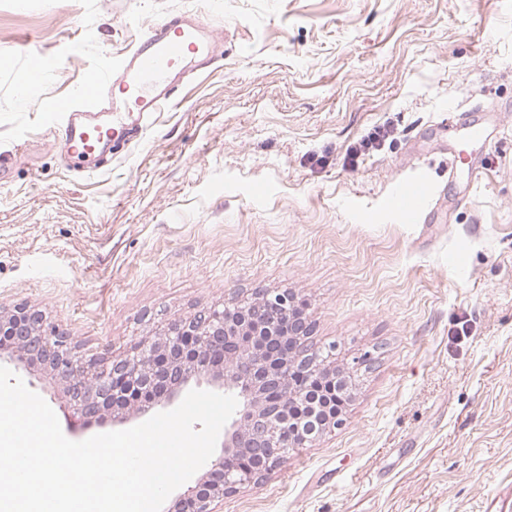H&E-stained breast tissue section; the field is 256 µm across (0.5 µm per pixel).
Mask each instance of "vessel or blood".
<instances>
[{
    "mask_svg": "<svg viewBox=\"0 0 512 512\" xmlns=\"http://www.w3.org/2000/svg\"><path fill=\"white\" fill-rule=\"evenodd\" d=\"M217 35L194 14L180 12L144 28L136 45L112 70L91 72L79 91V103L62 105L48 100L45 112L67 111L64 146L81 156L127 154L136 146L153 113L178 103L174 83L188 63L205 68L215 62ZM57 65L55 57L37 56L18 79L27 87ZM418 185L400 182L390 205L405 220L420 224L424 216L415 207Z\"/></svg>",
    "mask_w": 512,
    "mask_h": 512,
    "instance_id": "vessel-or-blood-1",
    "label": "vessel or blood"
}]
</instances>
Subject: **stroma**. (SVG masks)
Returning a JSON list of instances; mask_svg holds the SVG:
<instances>
[{"mask_svg":"<svg viewBox=\"0 0 512 512\" xmlns=\"http://www.w3.org/2000/svg\"><path fill=\"white\" fill-rule=\"evenodd\" d=\"M184 9L226 31L222 60L111 167L64 158L40 102ZM38 52L54 72L19 89ZM449 112L508 131L461 208ZM0 160V308L45 310L83 359L259 288L296 293L337 365L374 354L339 424L221 512H495L512 491V0H0ZM419 176L441 193L409 224L388 200ZM13 371L68 439L112 431Z\"/></svg>","mask_w":512,"mask_h":512,"instance_id":"1","label":"stroma"}]
</instances>
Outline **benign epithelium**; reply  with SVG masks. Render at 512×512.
<instances>
[{"label": "benign epithelium", "instance_id": "1", "mask_svg": "<svg viewBox=\"0 0 512 512\" xmlns=\"http://www.w3.org/2000/svg\"><path fill=\"white\" fill-rule=\"evenodd\" d=\"M298 296L266 295L235 310L210 308L167 330L159 342L108 363H91L68 348L70 337L46 322L37 308L0 310V344L12 360L39 367L65 385L69 407L87 418L112 408L116 393L135 391L130 422L176 403L185 389L205 382L235 395L238 406L224 426L221 454L194 485L178 495L171 512H217L216 507L256 470L234 462L242 454L272 467L285 449L298 448L335 427L320 418L310 383L334 363L310 356L311 324L294 316Z\"/></svg>", "mask_w": 512, "mask_h": 512}]
</instances>
